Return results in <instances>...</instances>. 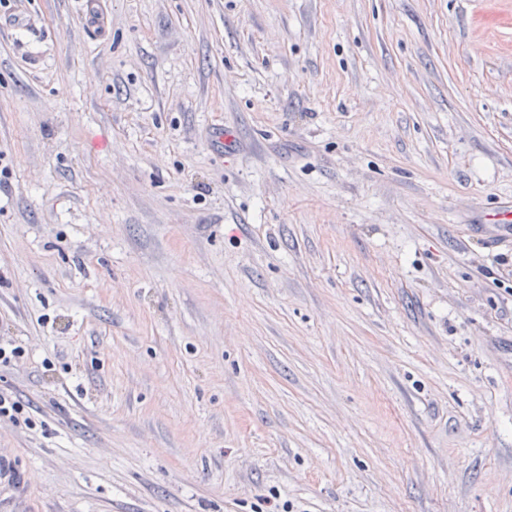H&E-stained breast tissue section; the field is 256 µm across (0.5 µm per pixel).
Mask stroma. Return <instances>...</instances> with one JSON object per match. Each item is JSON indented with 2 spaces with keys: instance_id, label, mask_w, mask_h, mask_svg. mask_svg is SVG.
<instances>
[{
  "instance_id": "stroma-1",
  "label": "stroma",
  "mask_w": 512,
  "mask_h": 512,
  "mask_svg": "<svg viewBox=\"0 0 512 512\" xmlns=\"http://www.w3.org/2000/svg\"><path fill=\"white\" fill-rule=\"evenodd\" d=\"M11 6L0 512H512V0Z\"/></svg>"
}]
</instances>
